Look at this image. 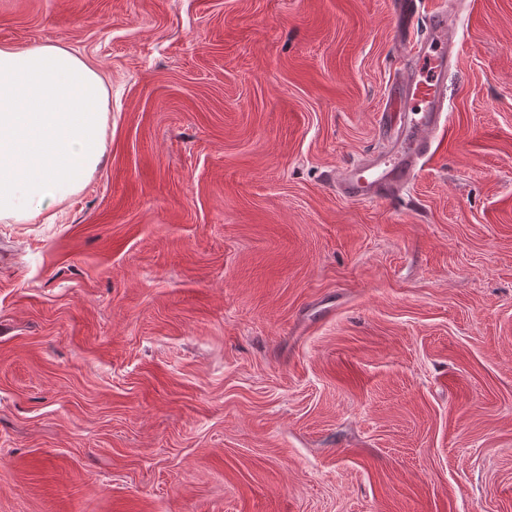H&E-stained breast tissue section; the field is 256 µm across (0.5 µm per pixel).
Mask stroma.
I'll list each match as a JSON object with an SVG mask.
<instances>
[{
  "label": "stroma",
  "instance_id": "stroma-1",
  "mask_svg": "<svg viewBox=\"0 0 512 512\" xmlns=\"http://www.w3.org/2000/svg\"><path fill=\"white\" fill-rule=\"evenodd\" d=\"M388 203L392 0H0L103 77L85 188L0 222V512H512V0Z\"/></svg>",
  "mask_w": 512,
  "mask_h": 512
}]
</instances>
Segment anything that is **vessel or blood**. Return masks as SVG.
<instances>
[{
    "mask_svg": "<svg viewBox=\"0 0 512 512\" xmlns=\"http://www.w3.org/2000/svg\"><path fill=\"white\" fill-rule=\"evenodd\" d=\"M453 39L447 13H435L427 36L417 43L414 70L387 88L379 124L388 148L343 172L338 186L344 198L387 202L418 175L435 132L447 121L445 83Z\"/></svg>",
    "mask_w": 512,
    "mask_h": 512,
    "instance_id": "b4317fda",
    "label": "vessel or blood"
}]
</instances>
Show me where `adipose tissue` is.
Here are the masks:
<instances>
[{
    "label": "adipose tissue",
    "mask_w": 512,
    "mask_h": 512,
    "mask_svg": "<svg viewBox=\"0 0 512 512\" xmlns=\"http://www.w3.org/2000/svg\"><path fill=\"white\" fill-rule=\"evenodd\" d=\"M108 121L100 74L73 51L0 46V222L25 224L78 194Z\"/></svg>",
    "instance_id": "ef3b65f1"
}]
</instances>
